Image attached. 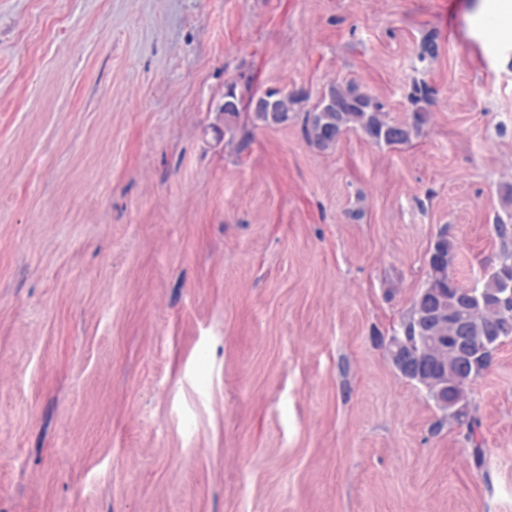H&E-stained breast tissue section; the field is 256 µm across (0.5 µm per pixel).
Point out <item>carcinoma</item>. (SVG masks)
Listing matches in <instances>:
<instances>
[{"label":"carcinoma","instance_id":"cac0c4a2","mask_svg":"<svg viewBox=\"0 0 512 512\" xmlns=\"http://www.w3.org/2000/svg\"><path fill=\"white\" fill-rule=\"evenodd\" d=\"M432 89L425 83H413L406 99L411 106L408 116L390 120L384 106L360 83L349 80L334 83L325 90L312 110L305 113L303 131L308 143L326 151L336 146L348 132L359 133L375 144L388 147L407 145L429 122ZM296 94L269 91L252 96L242 104L234 87L224 93V130L235 129L241 110L252 112L253 124L276 127L278 120H295ZM500 243L496 269L471 297L454 274L457 243L445 236H436L427 254V278L423 289L415 295L409 313L400 323L397 336L407 337L420 356L431 352L425 336L434 333L443 337L445 349L438 356L442 371L448 372V407L445 416L467 430L473 456H484L483 441L478 439L480 422L474 415L470 391L476 379L491 365L493 351L503 340L512 338V305L497 304V297L512 289V223L503 220L494 224Z\"/></svg>","mask_w":512,"mask_h":512}]
</instances>
